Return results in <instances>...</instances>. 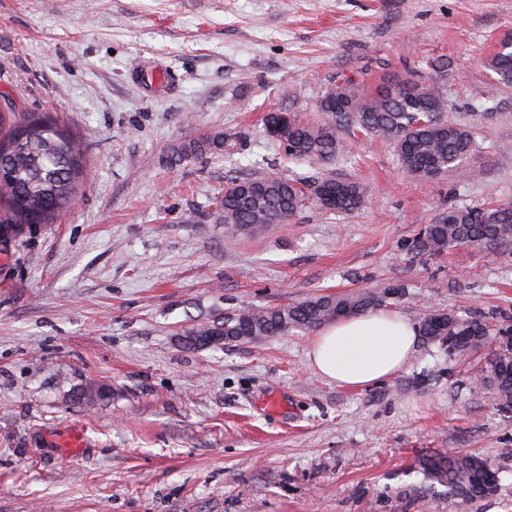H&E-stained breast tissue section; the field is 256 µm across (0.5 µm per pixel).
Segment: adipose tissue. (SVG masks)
<instances>
[{
	"mask_svg": "<svg viewBox=\"0 0 512 512\" xmlns=\"http://www.w3.org/2000/svg\"><path fill=\"white\" fill-rule=\"evenodd\" d=\"M419 327L407 316L373 311L337 320L315 336L309 365L340 385L367 387L400 370L413 355Z\"/></svg>",
	"mask_w": 512,
	"mask_h": 512,
	"instance_id": "ef3b65f1",
	"label": "adipose tissue"
}]
</instances>
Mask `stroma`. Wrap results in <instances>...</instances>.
Returning a JSON list of instances; mask_svg holds the SVG:
<instances>
[{"label":"stroma","instance_id":"1","mask_svg":"<svg viewBox=\"0 0 512 512\" xmlns=\"http://www.w3.org/2000/svg\"><path fill=\"white\" fill-rule=\"evenodd\" d=\"M506 36L512 0H0V93L58 113L89 160L59 223L0 241V512H456L414 489L415 460L448 451L498 468L468 512H512V410L473 384L479 356L422 341L353 388L311 370L310 332L182 344L238 304L389 285L416 322L512 317V244L409 249L448 203L512 201V88L486 66ZM435 60L477 176L413 178L354 128L336 161L287 163L265 134L271 110L319 119L336 81L370 93ZM213 136L228 146L170 164ZM275 170L368 196L225 233L226 184ZM91 383L106 395L88 410L75 395Z\"/></svg>","mask_w":512,"mask_h":512}]
</instances>
